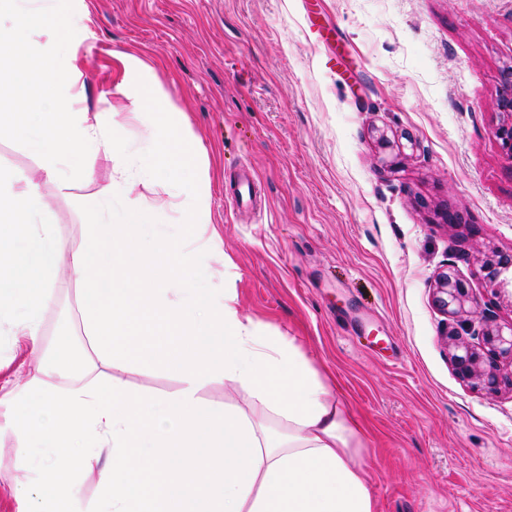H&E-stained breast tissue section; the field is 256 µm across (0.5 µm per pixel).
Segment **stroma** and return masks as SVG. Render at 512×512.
I'll return each instance as SVG.
<instances>
[{
	"label": "stroma",
	"mask_w": 512,
	"mask_h": 512,
	"mask_svg": "<svg viewBox=\"0 0 512 512\" xmlns=\"http://www.w3.org/2000/svg\"><path fill=\"white\" fill-rule=\"evenodd\" d=\"M91 110L151 66L206 148L210 247L243 321L294 338L364 434L376 512H512V389L461 380L432 304L454 264L501 320L475 249L512 252V158L494 135L512 0H82ZM126 153L90 195L157 197L130 167L152 123L117 115ZM392 145L381 148L380 135ZM262 210L228 202L242 171ZM456 217V224L444 221Z\"/></svg>",
	"instance_id": "1"
}]
</instances>
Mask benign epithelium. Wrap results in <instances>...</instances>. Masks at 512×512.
<instances>
[{"label": "benign epithelium", "instance_id": "obj_1", "mask_svg": "<svg viewBox=\"0 0 512 512\" xmlns=\"http://www.w3.org/2000/svg\"><path fill=\"white\" fill-rule=\"evenodd\" d=\"M496 105L504 120L495 137L512 158V71L505 77ZM474 260L493 293L512 298V253L489 249L477 252ZM432 302L450 320L444 340L457 375L480 384L490 394L506 385L512 387V320L498 321L483 298L450 266L435 277ZM471 335L478 342L468 340Z\"/></svg>", "mask_w": 512, "mask_h": 512}]
</instances>
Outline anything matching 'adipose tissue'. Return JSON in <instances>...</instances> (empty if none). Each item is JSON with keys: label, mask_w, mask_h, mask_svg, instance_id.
<instances>
[{"label": "adipose tissue", "mask_w": 512, "mask_h": 512, "mask_svg": "<svg viewBox=\"0 0 512 512\" xmlns=\"http://www.w3.org/2000/svg\"><path fill=\"white\" fill-rule=\"evenodd\" d=\"M74 0H0V137L20 138L39 178L0 170V335L34 360L0 385V432L15 439V512H376L358 465L360 427L294 340L259 335L233 294L199 288L193 246L209 223L205 150L142 60H124L121 94L151 114L141 177L169 198L178 236H150L140 196L112 221V187L92 158L125 146L113 113L81 105ZM50 183L80 218L72 241L41 191ZM75 282L72 326L43 346L46 313ZM142 366L176 378L171 394L114 381ZM231 383L248 408L202 392ZM94 481L96 494L82 487Z\"/></svg>", "instance_id": "ef3b65f1"}]
</instances>
